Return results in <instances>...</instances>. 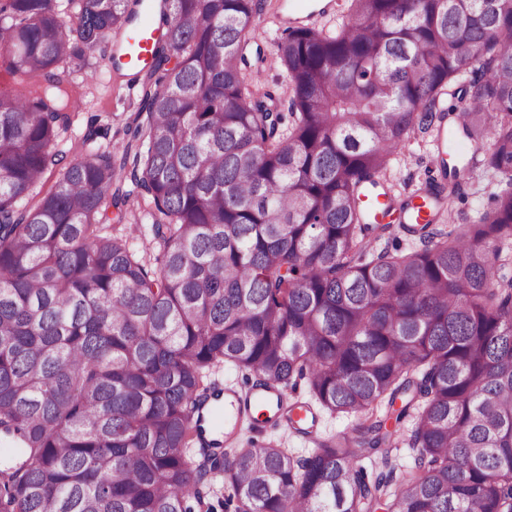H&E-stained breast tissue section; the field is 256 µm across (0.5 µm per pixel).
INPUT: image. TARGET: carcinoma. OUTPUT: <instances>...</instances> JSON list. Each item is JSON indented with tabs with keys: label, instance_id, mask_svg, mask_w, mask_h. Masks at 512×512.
<instances>
[{
	"label": "carcinoma",
	"instance_id": "cac0c4a2",
	"mask_svg": "<svg viewBox=\"0 0 512 512\" xmlns=\"http://www.w3.org/2000/svg\"><path fill=\"white\" fill-rule=\"evenodd\" d=\"M142 0H0V512H512V0H348L270 41L288 117L243 76L261 0H161L121 157L62 142L69 64ZM461 125L470 160L378 208L411 141ZM54 185L30 203L44 174ZM129 177L156 263L113 235ZM489 194L445 224L464 186ZM429 210L422 224L386 218ZM415 236L406 255L369 242ZM358 419L296 455L198 446L225 365ZM414 418L413 464L395 424ZM387 473L367 479L361 458Z\"/></svg>",
	"mask_w": 512,
	"mask_h": 512
}]
</instances>
